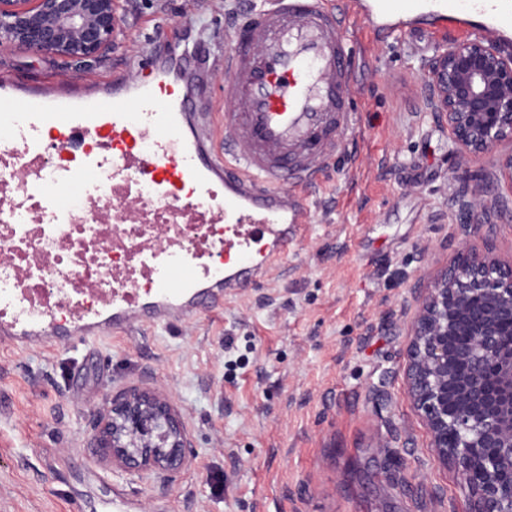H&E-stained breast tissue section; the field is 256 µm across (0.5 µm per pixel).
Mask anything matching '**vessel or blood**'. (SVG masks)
Returning <instances> with one entry per match:
<instances>
[{
	"mask_svg": "<svg viewBox=\"0 0 512 512\" xmlns=\"http://www.w3.org/2000/svg\"><path fill=\"white\" fill-rule=\"evenodd\" d=\"M348 13L381 41L406 35L410 21L440 41L512 35V0H349ZM212 65L226 76L219 114L195 111L166 63L138 62L128 82L92 95L0 81V162L33 170L45 220L109 179L122 192L150 186L149 201L224 227L223 238L203 236L194 250L155 255L146 285L113 284L109 305L91 312L36 306L1 288V345L46 350L134 326L182 324L285 262L312 221L302 188L357 122L343 20L333 0H263L240 16L231 46Z\"/></svg>",
	"mask_w": 512,
	"mask_h": 512,
	"instance_id": "1",
	"label": "vessel or blood"
}]
</instances>
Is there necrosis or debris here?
<instances>
[{
  "label": "necrosis or debris",
  "instance_id": "obj_1",
  "mask_svg": "<svg viewBox=\"0 0 512 512\" xmlns=\"http://www.w3.org/2000/svg\"><path fill=\"white\" fill-rule=\"evenodd\" d=\"M97 192L100 212L77 221L34 223L38 209L33 206L14 223H0V265L13 272L12 287L37 300L51 288L93 308L113 277L136 276L137 264L147 260L152 247L187 245L201 233L198 225L177 223L174 212L160 205L129 221L112 202L111 184H98Z\"/></svg>",
  "mask_w": 512,
  "mask_h": 512
}]
</instances>
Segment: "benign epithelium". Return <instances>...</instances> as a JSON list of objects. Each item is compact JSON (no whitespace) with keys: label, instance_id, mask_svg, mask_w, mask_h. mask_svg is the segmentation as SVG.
Here are the masks:
<instances>
[{"label":"benign epithelium","instance_id":"benign-epithelium-1","mask_svg":"<svg viewBox=\"0 0 512 512\" xmlns=\"http://www.w3.org/2000/svg\"><path fill=\"white\" fill-rule=\"evenodd\" d=\"M117 0H0V40L59 60L112 53ZM419 95L458 162L452 198L463 239L412 292L404 376L435 457L458 473L470 512H512V262L473 240L512 208V53L482 37L451 42L423 65ZM499 150L490 170L472 163ZM93 443L112 469L186 464L180 413L162 392L131 388L100 413Z\"/></svg>","mask_w":512,"mask_h":512}]
</instances>
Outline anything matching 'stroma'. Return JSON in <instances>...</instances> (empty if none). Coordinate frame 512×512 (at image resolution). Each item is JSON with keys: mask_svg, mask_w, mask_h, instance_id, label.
Returning <instances> with one entry per match:
<instances>
[{"mask_svg": "<svg viewBox=\"0 0 512 512\" xmlns=\"http://www.w3.org/2000/svg\"><path fill=\"white\" fill-rule=\"evenodd\" d=\"M225 2L121 0L127 21L106 59L63 70L0 43V78L52 90L73 79L92 94L143 51L181 58L193 98L223 111L204 68L208 49L230 43ZM347 38L358 125L279 270L185 324L44 351L0 345V512H95L117 488L135 512H469L404 379V304L461 239L451 144L416 93L438 45H379L353 23ZM133 387L181 414L182 470L96 464L97 414Z\"/></svg>", "mask_w": 512, "mask_h": 512, "instance_id": "stroma-1", "label": "stroma"}]
</instances>
